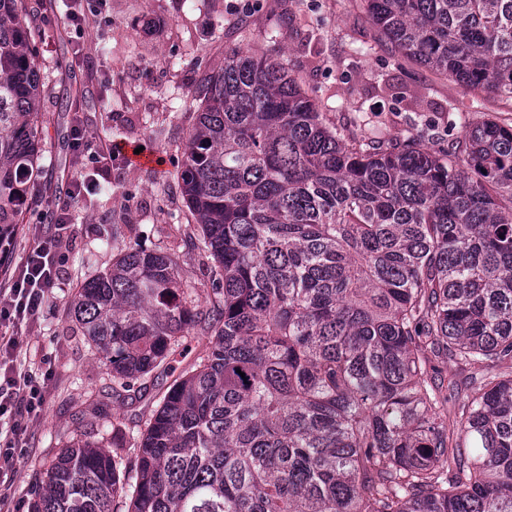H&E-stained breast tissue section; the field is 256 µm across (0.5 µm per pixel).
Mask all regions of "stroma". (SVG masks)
<instances>
[{"mask_svg":"<svg viewBox=\"0 0 512 512\" xmlns=\"http://www.w3.org/2000/svg\"><path fill=\"white\" fill-rule=\"evenodd\" d=\"M48 22L37 46L43 80L36 116L39 163L44 168L24 205L23 222L42 225L63 258L60 284L48 290L36 325L17 331V353L35 371H48L42 418L15 438L11 498L32 512L46 468L72 439L111 446L122 425L132 446L152 397L187 367L175 357L171 371L142 379L141 396H112V375L67 313L83 279L112 265L118 246L141 244L176 261L184 284L194 288L197 309L208 314L211 260L191 246L194 233L181 189L185 143L197 116L189 94L201 68L217 69L225 52L254 56L280 50L298 85L317 99L328 124L354 123L359 136L399 143L420 139L430 150L463 136L476 115L512 125V112L473 96L454 80L399 56L366 18L363 0H43ZM85 12L84 32L69 27L68 10ZM69 92L95 149L143 148L151 166L116 160L108 169L87 158L75 161L71 124L60 109ZM95 187L79 200L66 190L78 180ZM63 206L74 232L41 224L42 213Z\"/></svg>","mask_w":512,"mask_h":512,"instance_id":"stroma-1","label":"stroma"}]
</instances>
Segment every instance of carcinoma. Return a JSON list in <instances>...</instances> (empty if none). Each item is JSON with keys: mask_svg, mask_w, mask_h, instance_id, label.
I'll return each mask as SVG.
<instances>
[{"mask_svg": "<svg viewBox=\"0 0 512 512\" xmlns=\"http://www.w3.org/2000/svg\"><path fill=\"white\" fill-rule=\"evenodd\" d=\"M365 2L400 55L512 112V0ZM42 7L0 0V236L41 174ZM189 94L208 346L158 398L134 466L76 440L34 512H512V126L483 120L438 152L359 139L280 52L226 53ZM193 292L138 245L81 284L69 314L113 391L186 348ZM437 359L470 369L452 421Z\"/></svg>", "mask_w": 512, "mask_h": 512, "instance_id": "carcinoma-1", "label": "carcinoma"}]
</instances>
